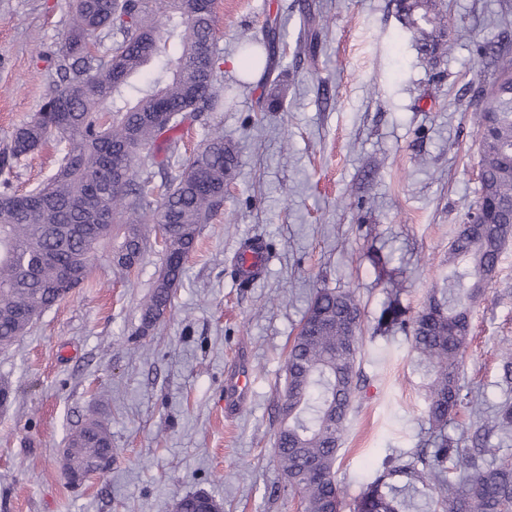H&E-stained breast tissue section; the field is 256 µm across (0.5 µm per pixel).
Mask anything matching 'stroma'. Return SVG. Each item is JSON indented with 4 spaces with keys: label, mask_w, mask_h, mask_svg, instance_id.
Wrapping results in <instances>:
<instances>
[{
    "label": "stroma",
    "mask_w": 512,
    "mask_h": 512,
    "mask_svg": "<svg viewBox=\"0 0 512 512\" xmlns=\"http://www.w3.org/2000/svg\"><path fill=\"white\" fill-rule=\"evenodd\" d=\"M512 0H444L449 56L418 55L395 0H215L218 79L231 107L186 117L179 171L210 135L237 148L222 211L202 225L172 309L148 332L140 305L163 263L154 225L128 271L112 242L88 279L0 350V512H171L203 492L224 512H301L273 462L288 350L317 289L354 291L362 311L361 389L336 461L353 501L389 457L427 439L426 371L392 318L411 320L447 272L448 247L479 187L471 114L491 80L478 46L512 31ZM68 0H0V147L39 111L70 24ZM265 43L258 79L241 46ZM55 141L20 160L10 190L57 166ZM263 240L268 271L241 286L240 242ZM512 345V244L473 309L460 382L485 412ZM248 357L253 395L225 418L224 374ZM97 407L110 470L70 485L66 436Z\"/></svg>",
    "instance_id": "1"
}]
</instances>
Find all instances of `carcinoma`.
Wrapping results in <instances>:
<instances>
[{"instance_id":"carcinoma-1","label":"carcinoma","mask_w":512,"mask_h":512,"mask_svg":"<svg viewBox=\"0 0 512 512\" xmlns=\"http://www.w3.org/2000/svg\"><path fill=\"white\" fill-rule=\"evenodd\" d=\"M396 8L420 56L448 53V15L438 0H396ZM214 28V0H74L73 23L54 59L58 83L0 150L2 173L51 136L63 144L43 186L0 192V348L84 282L96 245L112 238L114 224L122 225L113 253L121 269L142 260L143 225L161 232L165 260L142 305L143 326L170 310L200 226L224 205L238 157L224 137L212 136L165 180L156 207L148 181L136 176L175 157L173 132L185 113L222 112L231 104L218 84L219 59L207 52ZM480 50L495 65L472 114L482 223L462 225L448 248V274L411 322H399L413 352L431 367L425 421L432 448L388 461V472L367 485L353 512H407L416 496L424 498L425 512H512V457L490 444L512 426V404L485 416L478 396L460 384L472 310L512 242V58L500 41ZM242 51L247 69L262 57L253 41ZM150 72L140 95L127 98L125 89ZM361 332L354 292L321 288L288 352L273 458L303 512H342L336 460L360 388ZM464 406L476 417L469 447L446 433ZM113 452L107 427L90 417L69 434L64 458L72 475L83 477ZM205 509L223 512V505L206 494L178 499V512Z\"/></svg>"}]
</instances>
